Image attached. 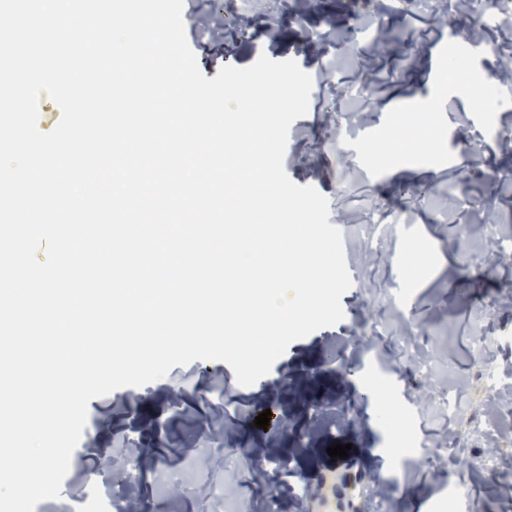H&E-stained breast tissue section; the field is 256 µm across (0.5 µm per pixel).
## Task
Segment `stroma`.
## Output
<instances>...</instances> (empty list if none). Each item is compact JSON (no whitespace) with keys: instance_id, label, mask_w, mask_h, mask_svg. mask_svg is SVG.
Instances as JSON below:
<instances>
[{"instance_id":"1","label":"stroma","mask_w":512,"mask_h":512,"mask_svg":"<svg viewBox=\"0 0 512 512\" xmlns=\"http://www.w3.org/2000/svg\"><path fill=\"white\" fill-rule=\"evenodd\" d=\"M231 17L234 35L210 41L199 16ZM382 21L398 40L384 52L347 48L335 34L357 18ZM188 43L206 78L221 66H251L260 55L295 60L312 78L309 110L290 128L284 168L296 184L329 200V222L343 234L351 288L344 318L293 342L270 372L239 386L224 362L197 360L141 387L91 400L59 499L62 512L94 474L106 493L137 478L136 512H267L272 491L282 512H377L373 485L387 491L389 512H512V245L497 263L459 235L481 226V238H512V185L499 174L512 151L485 142L476 159L458 134L496 126L512 132V68L476 58L471 74L489 73L502 91L498 107L476 116L471 94L453 90L448 65L468 13L448 0H184ZM370 73L365 94L346 88ZM428 261L407 279L412 246ZM483 339L497 375L487 403L475 341ZM372 376L376 394L363 385ZM389 397L394 412L381 410ZM290 423L300 443L288 468L276 467L285 436L255 425L267 402ZM479 429L464 449L450 438L461 421ZM229 421L240 443L221 465L195 467L198 439ZM409 436L401 454L389 429ZM501 445L503 473H474L466 491L453 472L482 457L489 438ZM349 445L331 460L333 442ZM301 479L307 491L294 496ZM225 483L223 500L211 495Z\"/></svg>"}]
</instances>
